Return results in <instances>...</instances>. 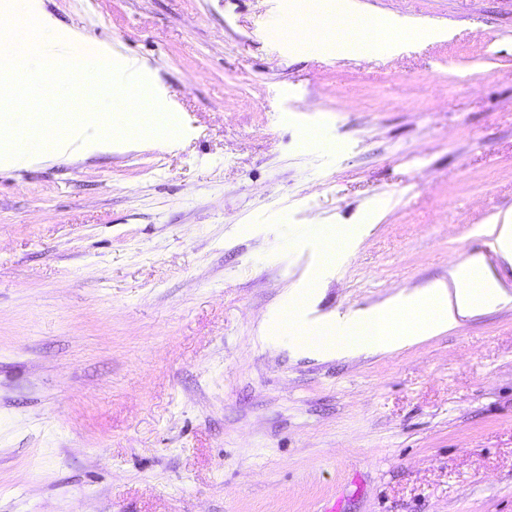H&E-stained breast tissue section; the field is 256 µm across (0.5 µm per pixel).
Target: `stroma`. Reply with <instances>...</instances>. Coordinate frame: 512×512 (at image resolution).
<instances>
[{
    "label": "stroma",
    "instance_id": "35a3bbf8",
    "mask_svg": "<svg viewBox=\"0 0 512 512\" xmlns=\"http://www.w3.org/2000/svg\"><path fill=\"white\" fill-rule=\"evenodd\" d=\"M448 24L393 58L292 25L333 0H43L152 65L172 143L0 166V512H512V310L388 354L297 346L489 253L512 210V0H361ZM319 263L303 225L359 223ZM381 215L379 213L374 214L370 223L376 224L379 222ZM372 224H361L357 225L356 228L350 231H345L340 224H336V256L344 250L351 247L354 243L361 240L362 235L371 227Z\"/></svg>",
    "mask_w": 512,
    "mask_h": 512
}]
</instances>
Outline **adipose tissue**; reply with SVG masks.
<instances>
[{
    "label": "adipose tissue",
    "mask_w": 512,
    "mask_h": 512,
    "mask_svg": "<svg viewBox=\"0 0 512 512\" xmlns=\"http://www.w3.org/2000/svg\"><path fill=\"white\" fill-rule=\"evenodd\" d=\"M349 14L358 21L357 33L339 43L343 52L387 56L423 35L392 16L364 14L354 7ZM504 307L512 308V290L495 276L484 254L477 253L449 266L446 279L356 312L337 326L336 349L391 353L448 333L486 310Z\"/></svg>",
    "instance_id": "obj_1"
}]
</instances>
